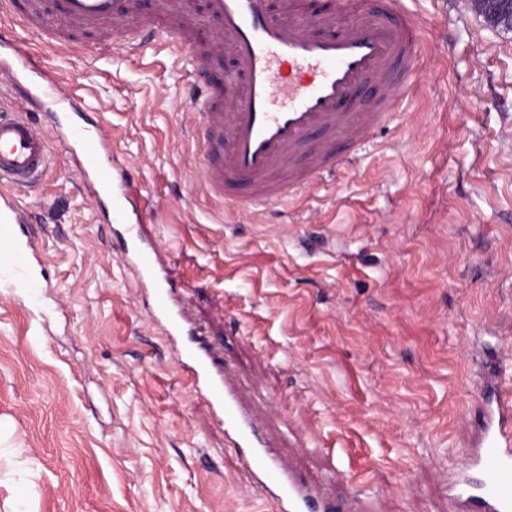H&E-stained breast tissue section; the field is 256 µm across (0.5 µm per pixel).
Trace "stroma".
Returning a JSON list of instances; mask_svg holds the SVG:
<instances>
[{"instance_id":"stroma-1","label":"stroma","mask_w":512,"mask_h":512,"mask_svg":"<svg viewBox=\"0 0 512 512\" xmlns=\"http://www.w3.org/2000/svg\"><path fill=\"white\" fill-rule=\"evenodd\" d=\"M412 89L336 180L210 196L186 59L70 56L0 15L99 120L147 198L176 301L279 456L375 512H455L482 392L512 379V29L404 0ZM18 193L35 288L0 279V512H276L251 487L125 266L74 154Z\"/></svg>"}]
</instances>
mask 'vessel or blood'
Here are the masks:
<instances>
[{"mask_svg":"<svg viewBox=\"0 0 512 512\" xmlns=\"http://www.w3.org/2000/svg\"><path fill=\"white\" fill-rule=\"evenodd\" d=\"M351 21L337 27L335 13L316 20L299 15L296 0H152L142 14L138 0H0V12L20 15L30 31L47 33L59 50L82 49L86 37L121 38L131 53L167 36L189 49L187 75L201 122L198 152L206 190L234 194L238 204L258 207L283 199L319 177L336 173L350 152L370 140L391 118L411 85L421 24L401 0H344ZM51 29H43L44 16ZM218 23L220 37L202 39L201 26ZM229 54L239 81L226 92L213 70ZM71 108L41 55L24 50L13 33L0 31V93ZM81 148L84 185L97 204L117 201L123 260L151 300V320L171 341L195 393L224 427L250 480L260 483L277 512H347L307 485L270 449L253 416L238 399L208 345L193 336L177 307L174 285L156 271V243L143 239L138 183L114 155L101 127L70 123L63 139ZM45 135L19 112L0 103V255L18 288L35 287L25 265L30 240L16 227L30 217L12 189L31 186L53 168ZM465 478L450 495L462 512H512V386L498 389L480 440L463 463ZM491 472L490 480L478 472Z\"/></svg>","mask_w":512,"mask_h":512,"instance_id":"1","label":"vessel or blood"}]
</instances>
